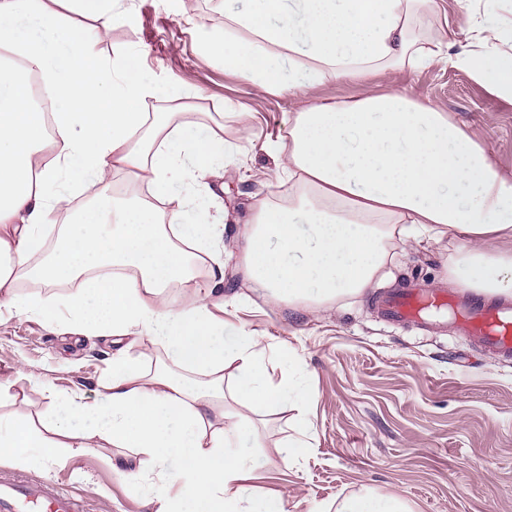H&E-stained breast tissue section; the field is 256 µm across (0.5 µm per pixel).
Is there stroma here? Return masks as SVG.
<instances>
[{
  "label": "stroma",
  "mask_w": 512,
  "mask_h": 512,
  "mask_svg": "<svg viewBox=\"0 0 512 512\" xmlns=\"http://www.w3.org/2000/svg\"><path fill=\"white\" fill-rule=\"evenodd\" d=\"M130 24L116 27L101 44L104 59L141 44V65L159 84L173 81L199 92L204 110L192 123L224 133L235 150L231 175L211 184L230 211L224 230V320L230 330L258 332L268 351L290 350L303 367L309 395L288 407L262 431L243 434L242 452L258 468L247 485L252 496L281 493L285 512H331L337 499L372 489L404 499L412 512H512V358L445 330L382 320L375 300L404 284L448 287L445 243L428 239L397 244L383 278L358 297L319 313L279 307L254 293L238 270L239 234L252 196L281 195L288 181L263 146L282 131L285 113L300 100L262 93L246 78L205 59L199 47L224 26V0H195L190 15H176L171 0H126ZM462 12L459 0H438L419 27L433 38L474 48L468 34L445 20ZM396 89L434 104L478 134L493 161L512 173V101L449 63L364 80L336 79L320 86L322 100L350 101L367 90ZM244 105L251 137H242L228 103ZM114 348L107 341L75 342L72 334L22 314L0 313V418L39 422L51 412L49 391L82 389L94 395L109 372ZM305 411L313 448L283 460L276 445L294 436L293 418ZM125 449H62L53 459L32 455L16 463L0 454V476L53 480L79 494L84 512H154L147 502L149 477L122 466Z\"/></svg>",
  "instance_id": "35a3bbf8"
}]
</instances>
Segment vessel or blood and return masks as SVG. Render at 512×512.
I'll return each mask as SVG.
<instances>
[{"instance_id": "vessel-or-blood-1", "label": "vessel or blood", "mask_w": 512, "mask_h": 512, "mask_svg": "<svg viewBox=\"0 0 512 512\" xmlns=\"http://www.w3.org/2000/svg\"><path fill=\"white\" fill-rule=\"evenodd\" d=\"M380 314L389 321L422 323L434 329L425 312H447L453 327L485 349L512 357V303L479 302L449 296L442 288H396L381 298ZM78 499L51 480L0 481V512H77Z\"/></svg>"}]
</instances>
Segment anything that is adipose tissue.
I'll return each instance as SVG.
<instances>
[{"label": "adipose tissue", "mask_w": 512, "mask_h": 512, "mask_svg": "<svg viewBox=\"0 0 512 512\" xmlns=\"http://www.w3.org/2000/svg\"><path fill=\"white\" fill-rule=\"evenodd\" d=\"M225 10L204 51L258 90L305 98L267 150L291 186L287 202L255 194L240 233V270L275 304L316 311L364 293L395 242L447 241L448 276L491 298L512 297V175L447 112L390 89L351 102L314 98L325 81L416 70L446 60L512 99V21L485 0L462 30L480 51L417 33L433 0H249ZM124 0H0V310L56 322L67 312L84 338L119 350L95 398L59 396L42 431L0 421V452L87 448L98 439L130 452L137 473H157L156 512H284L281 496L253 500L255 459L237 451L276 408L308 386L290 352L268 354L254 331L224 336V222L207 182L234 152L221 134L149 99L191 100L159 86L142 49L104 62L99 46L125 23ZM54 110L43 117L34 94ZM122 171L137 195L72 210L75 192ZM171 202L168 212L155 204ZM68 223L58 224L60 213ZM71 289L57 305L20 282ZM178 296H170L174 285ZM163 347L152 374L123 351L128 336ZM232 386H225V375ZM257 408L260 419L246 415Z\"/></svg>", "instance_id": "1"}]
</instances>
